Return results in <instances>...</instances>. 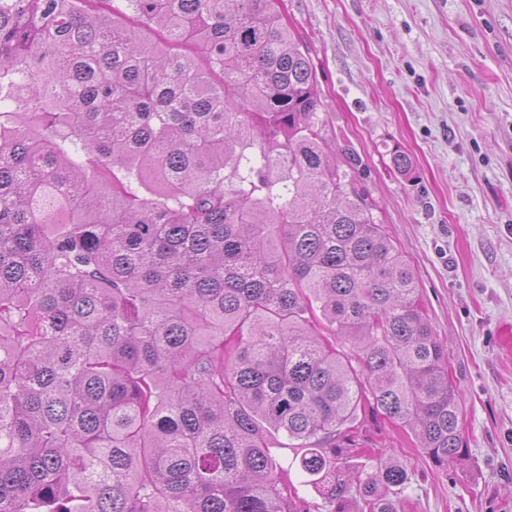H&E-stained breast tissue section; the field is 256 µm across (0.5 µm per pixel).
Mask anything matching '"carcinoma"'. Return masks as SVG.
Here are the masks:
<instances>
[{"mask_svg":"<svg viewBox=\"0 0 512 512\" xmlns=\"http://www.w3.org/2000/svg\"><path fill=\"white\" fill-rule=\"evenodd\" d=\"M321 113L279 0H0V512H403L366 408L467 457ZM296 448H283L277 452L280 456V461L284 469H288L289 475L293 483L297 486L299 494L308 500H314L321 503V500L316 496L315 492L310 486L303 485L306 478L302 475L298 467V459L295 461Z\"/></svg>","mask_w":512,"mask_h":512,"instance_id":"obj_1","label":"carcinoma"}]
</instances>
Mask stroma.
<instances>
[{
  "label": "stroma",
  "instance_id": "35a3bbf8",
  "mask_svg": "<svg viewBox=\"0 0 512 512\" xmlns=\"http://www.w3.org/2000/svg\"><path fill=\"white\" fill-rule=\"evenodd\" d=\"M316 68L324 133L409 260L463 403L469 455L435 468L363 417L406 468L405 512H512V0H283ZM412 161L394 169V150Z\"/></svg>",
  "mask_w": 512,
  "mask_h": 512
}]
</instances>
